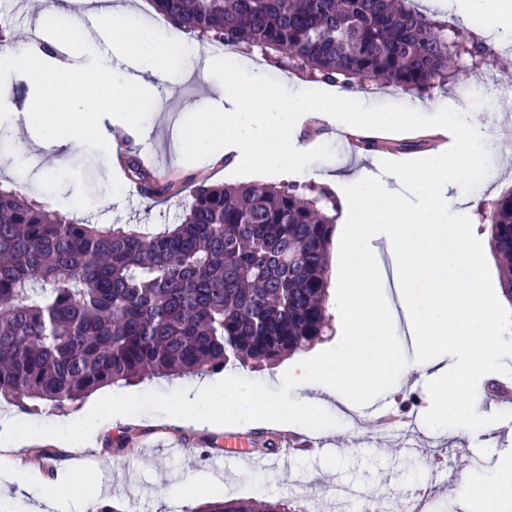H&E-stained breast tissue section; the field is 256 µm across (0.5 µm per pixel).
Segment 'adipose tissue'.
<instances>
[{
	"mask_svg": "<svg viewBox=\"0 0 512 512\" xmlns=\"http://www.w3.org/2000/svg\"><path fill=\"white\" fill-rule=\"evenodd\" d=\"M475 11L482 16V33L512 36V0H466L458 16L464 20ZM128 13L119 2L89 11L90 18L105 23L117 61L134 67L126 81H112L103 66L82 70L62 59L45 63L42 49L33 45L21 51L36 87L23 108L25 126L37 131L36 147L51 149L56 164L71 163L80 139L108 140L100 113L112 112L121 123H130L146 92L181 78L171 64L170 43L158 41L150 28L127 24ZM254 66L247 56L232 63L204 57V70L223 71L224 92L210 102L190 138L197 154H220L245 174L280 179L307 174V150L296 141L306 122L364 136L397 121L411 122L422 109L417 103L395 116L368 111L349 92H288L242 82L241 70ZM484 139L479 123L453 125L449 144L420 165L391 166L385 182L365 165L345 164L319 175V182L338 188L349 203L336 224L334 257L336 321L346 343L325 363L292 368L290 376L303 395L288 413L239 387L225 396V416L269 422L287 414L310 420L322 405L321 394L378 392L397 366L430 384L436 415L457 430L496 429L495 411L477 416L464 401L498 356L501 317L479 291L486 254L472 243L469 225L444 219L445 206L464 211L467 200L457 187L461 177L476 172V149ZM380 241L391 256L416 338L408 358L393 343L394 322L381 298L375 255ZM455 492L470 512H500L512 499V453H499L492 488L474 486L463 474Z\"/></svg>",
	"mask_w": 512,
	"mask_h": 512,
	"instance_id": "obj_1",
	"label": "adipose tissue"
}]
</instances>
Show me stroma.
<instances>
[{
    "label": "stroma",
    "mask_w": 512,
    "mask_h": 512,
    "mask_svg": "<svg viewBox=\"0 0 512 512\" xmlns=\"http://www.w3.org/2000/svg\"><path fill=\"white\" fill-rule=\"evenodd\" d=\"M4 6L21 39L41 43L40 15L57 27L70 28L81 14L73 0H5ZM180 70L179 83L156 87L144 95L135 116L133 132H115L113 147L93 139L76 144L70 165L54 166L43 157L39 167L12 169L0 161V185L28 184L29 199L92 224H131L150 232L178 223L184 205L202 184H240L241 174L227 171L226 160L205 162L191 154L181 139L193 127L204 100L214 86L222 84L219 72L202 73L196 61L174 57ZM32 90L26 71L11 82L0 84V100L12 106L10 118L0 119V142L11 156L17 155L26 139L22 110ZM512 101V90L489 89L477 102L460 104L455 91L422 95L425 105L417 121L427 127L449 122L451 113L480 112L495 127L496 142L512 141V122L505 116L504 100ZM384 148L375 150L380 166L436 149L435 138L413 136L400 127L388 130ZM300 143L307 145L308 164L319 172L334 169L348 156L350 148L341 133L310 124L304 126ZM152 154L157 162L149 172L160 187L158 195L143 196L127 175H116L114 155ZM482 178L462 180L461 188L471 204L461 215L470 224L476 246L489 245V227L479 223L473 210L482 199H492L512 185V160L495 145L482 148ZM288 357L276 366L254 371L227 369L208 375L211 390L197 403H188L199 377L151 379L136 386L108 387L61 410L46 406L30 414L8 407V422L0 421V449L38 474L31 488L8 480L7 467L0 463V512H34L42 500L59 501L62 512H76L66 482L58 474L63 468L78 473L87 492L116 508L117 512H189L208 498L293 499L314 505L315 512H353L334 506L336 488L375 496L388 487L405 486L426 469L434 456H449L453 470L443 473L432 486L433 512L450 507L466 512L448 489L458 471H466L477 485H488L493 466L485 450L495 447L512 451V402L496 403L501 427L494 433L479 429L457 434L440 425L430 413L431 388L415 375L395 371L388 377L385 392L363 400L339 396L326 398L320 419L314 425L285 430L260 426L244 419H228L220 425L199 428L185 423L193 412H218L232 386L247 384L267 402L281 409L297 401L299 393L288 378L295 364ZM512 378V321L500 337L497 362L485 379L477 380L466 401L475 411L486 407V379ZM415 392L412 411L425 429L420 448L408 451L390 436L382 421L396 416L408 392ZM104 426L95 447H86L83 434L91 422ZM300 437L317 442L314 450L292 443ZM240 446L243 459L224 456L225 439ZM276 439L272 454H263L267 439Z\"/></svg>",
    "instance_id": "obj_1"
}]
</instances>
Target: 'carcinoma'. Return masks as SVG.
<instances>
[{"label": "carcinoma", "instance_id": "cac0c4a2", "mask_svg": "<svg viewBox=\"0 0 512 512\" xmlns=\"http://www.w3.org/2000/svg\"><path fill=\"white\" fill-rule=\"evenodd\" d=\"M199 43L256 47L280 71L406 94L501 68V53L414 0H151ZM126 173L158 193L135 156ZM341 201L310 182L199 186L157 233L89 224L0 188V402L63 409L112 385L275 365L330 329ZM512 304V188L477 205ZM195 512H310L232 498Z\"/></svg>", "mask_w": 512, "mask_h": 512}]
</instances>
